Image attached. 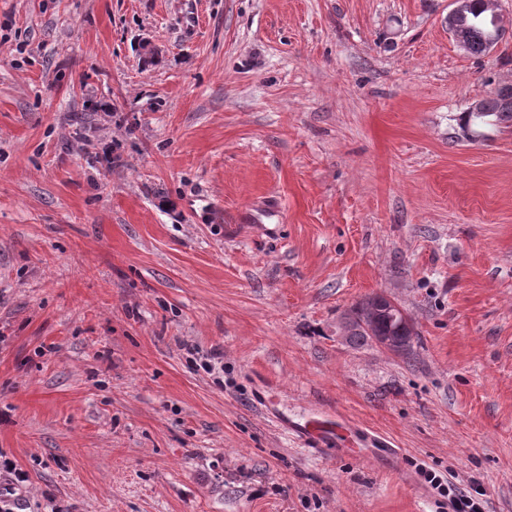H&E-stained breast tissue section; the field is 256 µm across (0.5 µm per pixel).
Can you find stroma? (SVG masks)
<instances>
[{
	"instance_id": "1",
	"label": "stroma",
	"mask_w": 512,
	"mask_h": 512,
	"mask_svg": "<svg viewBox=\"0 0 512 512\" xmlns=\"http://www.w3.org/2000/svg\"><path fill=\"white\" fill-rule=\"evenodd\" d=\"M451 9L0 0V457L31 503L448 512L427 469L512 512V124L460 123L512 34L467 55ZM268 194L276 232L240 223ZM376 293L409 355L337 340ZM317 412L354 455L288 432Z\"/></svg>"
}]
</instances>
